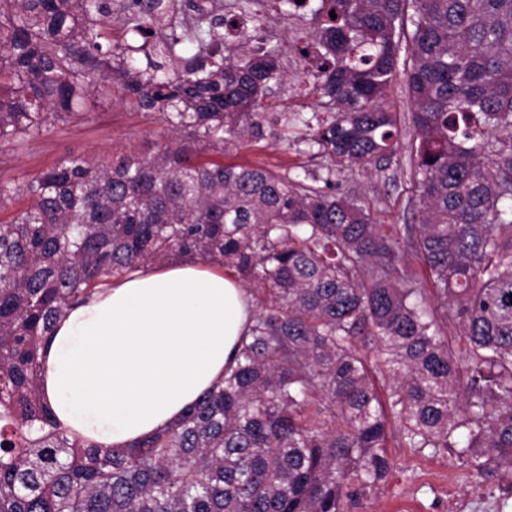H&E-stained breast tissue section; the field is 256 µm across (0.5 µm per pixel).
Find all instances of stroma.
Segmentation results:
<instances>
[{
  "label": "stroma",
  "mask_w": 512,
  "mask_h": 512,
  "mask_svg": "<svg viewBox=\"0 0 512 512\" xmlns=\"http://www.w3.org/2000/svg\"><path fill=\"white\" fill-rule=\"evenodd\" d=\"M257 9L268 18L262 38L278 50L287 74L282 85L274 87L267 98L266 111L306 116L323 111L321 95L302 76L294 51L296 34L304 35L310 30L307 16H298L294 29L287 31L282 27L283 15L275 0H259ZM384 103L396 112L402 130L403 148L396 163L383 172L355 167L338 173L336 180L363 202L375 223L388 229L395 224L419 223L421 212L409 164V145L415 137L410 123L411 104L401 81L393 82ZM160 129L153 113L134 109L117 95L100 96L84 117L59 124L43 137L19 145L0 144V184L35 175L70 154L109 158L128 151L151 152ZM306 135V128L300 125L287 130L279 127L267 140L225 152L224 161L294 173L299 167L313 164L303 142ZM387 452L394 468L384 487L353 512H446L449 475L458 476L459 492L468 491L473 484L466 466L455 455H416L393 442Z\"/></svg>",
  "instance_id": "1"
}]
</instances>
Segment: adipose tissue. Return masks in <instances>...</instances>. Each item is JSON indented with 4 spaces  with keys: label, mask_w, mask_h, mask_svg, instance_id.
Listing matches in <instances>:
<instances>
[{
    "label": "adipose tissue",
    "mask_w": 512,
    "mask_h": 512,
    "mask_svg": "<svg viewBox=\"0 0 512 512\" xmlns=\"http://www.w3.org/2000/svg\"><path fill=\"white\" fill-rule=\"evenodd\" d=\"M253 317L250 295L219 267L186 259L140 268L59 318L40 392L63 427L127 446L223 380Z\"/></svg>",
    "instance_id": "1"
}]
</instances>
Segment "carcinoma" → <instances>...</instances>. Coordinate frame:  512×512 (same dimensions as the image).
<instances>
[{
	"label": "carcinoma",
	"instance_id": "cac0c4a2",
	"mask_svg": "<svg viewBox=\"0 0 512 512\" xmlns=\"http://www.w3.org/2000/svg\"><path fill=\"white\" fill-rule=\"evenodd\" d=\"M309 12L298 54L328 111L304 124L325 163L289 175L224 164L293 120L262 111L276 49L210 53L265 24L252 0H0V144L81 116L93 87L162 125L151 153L0 186V209L32 200L0 222V512H346L385 481L391 424L403 448L512 480V0ZM398 78L422 219L385 232L336 171L398 157ZM176 257L221 265L259 305L236 367L128 447L70 433L38 390L42 343L95 288Z\"/></svg>",
	"mask_w": 512,
	"mask_h": 512
}]
</instances>
